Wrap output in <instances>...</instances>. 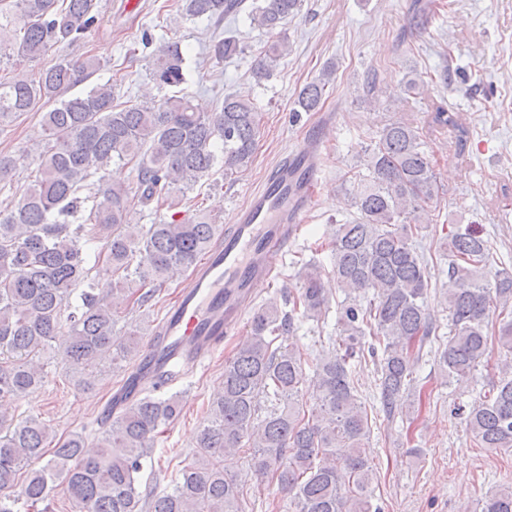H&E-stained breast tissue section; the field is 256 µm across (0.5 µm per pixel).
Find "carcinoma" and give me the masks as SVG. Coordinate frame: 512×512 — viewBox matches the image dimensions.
I'll return each instance as SVG.
<instances>
[{
	"instance_id": "obj_1",
	"label": "carcinoma",
	"mask_w": 512,
	"mask_h": 512,
	"mask_svg": "<svg viewBox=\"0 0 512 512\" xmlns=\"http://www.w3.org/2000/svg\"><path fill=\"white\" fill-rule=\"evenodd\" d=\"M3 2L9 9L0 6V49L8 47V59L20 63L84 38L96 20L95 0ZM300 3L250 5L251 23L272 36L255 64L257 80L269 78L288 54L283 29ZM244 6L245 0H185V14L221 21ZM238 50L229 36L212 44L211 58L220 62ZM184 63L180 43L160 45L153 79L160 87L182 83ZM98 68L94 56L64 57L47 69L16 68L0 77V126L40 112L44 129L34 178L18 199L0 206V408L42 387V356L59 337L57 356L79 386L94 382L106 357L117 368L136 360L138 330L114 334L120 310L148 305L168 272L196 266L221 225L201 211L132 224L134 205L156 213L175 208L214 169L230 179L253 159L261 117L249 99L229 94L210 113L178 95L122 105L109 81L66 96ZM335 72L327 65L304 85L294 111H320ZM421 83L410 78L387 99L402 103ZM429 129L454 132L460 146L466 141L462 116L442 105L433 108ZM424 145L419 129L397 118L364 149L363 169L352 172L346 189L358 217L338 225L331 270L301 263L288 309L271 302L253 310L251 339L224 362L223 395L209 405L196 451L170 489L144 495L139 477L155 439L181 416L180 399L148 394L109 424L94 454L86 453L80 433L57 440L35 417L1 414L0 512H54L59 485L71 512H254L225 467L246 448L251 471L288 495L294 512H382L373 503L376 471L361 452L371 425L355 371L368 357L377 362L374 398L389 417L403 415V398H427L414 373L440 325L429 305L428 260L417 243L427 231L419 213L438 202L441 185ZM116 164L136 167V198L105 183ZM89 202L85 223L71 228L66 218ZM93 242L102 246L92 253ZM444 250L454 287L441 299L448 341L435 351L434 365L442 379L463 384L493 347L512 353V270L495 267L472 224L457 227ZM335 288L344 299L335 335L318 356L284 344L296 322H324ZM308 368L318 386L311 408L301 398ZM499 370L482 396L456 405L454 414L481 447L512 450V362ZM481 512H512V484L487 495Z\"/></svg>"
}]
</instances>
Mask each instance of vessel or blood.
<instances>
[{
	"mask_svg": "<svg viewBox=\"0 0 512 512\" xmlns=\"http://www.w3.org/2000/svg\"><path fill=\"white\" fill-rule=\"evenodd\" d=\"M334 120V114H325L234 211L219 243L159 320L135 369L116 393L113 411L136 400L156 376L173 384L181 366H204L225 336L244 324L255 288L275 278L272 255L286 253L308 221L326 151L321 129Z\"/></svg>",
	"mask_w": 512,
	"mask_h": 512,
	"instance_id": "vessel-or-blood-1",
	"label": "vessel or blood"
}]
</instances>
